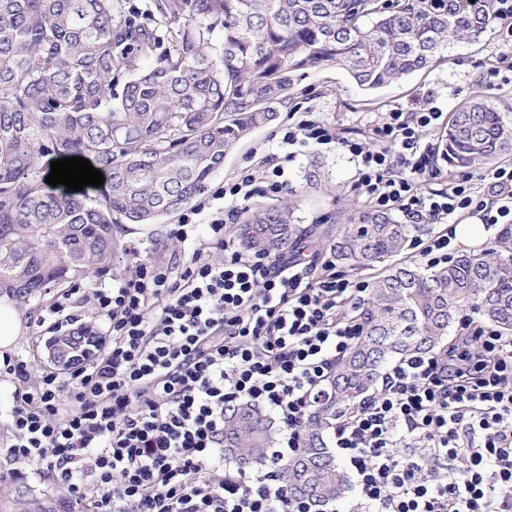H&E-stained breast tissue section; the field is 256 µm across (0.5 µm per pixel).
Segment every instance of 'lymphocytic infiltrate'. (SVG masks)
<instances>
[{
    "mask_svg": "<svg viewBox=\"0 0 512 512\" xmlns=\"http://www.w3.org/2000/svg\"><path fill=\"white\" fill-rule=\"evenodd\" d=\"M446 120L429 100L378 114L353 136L306 112L292 118L261 174L225 180L169 231L190 251L181 272L140 255L94 290L108 342L63 375L6 360L16 384L7 456L51 476L80 512H317L277 472L303 447L315 398L359 334L342 310L362 304L369 283L338 272L327 250L244 251L231 232L237 206L287 191L286 162L331 144L354 163V190L373 210L429 227L512 224V166L480 185L445 179L435 134ZM201 222L209 239L195 235ZM411 247L430 268L457 253L449 232L417 234ZM241 403L282 427L257 467L224 459V415ZM330 444L353 474L356 512H512V336L463 318L446 354L393 363L337 419Z\"/></svg>",
    "mask_w": 512,
    "mask_h": 512,
    "instance_id": "lymphocytic-infiltrate-1",
    "label": "lymphocytic infiltrate"
}]
</instances>
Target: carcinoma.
Instances as JSON below:
<instances>
[{"mask_svg":"<svg viewBox=\"0 0 512 512\" xmlns=\"http://www.w3.org/2000/svg\"><path fill=\"white\" fill-rule=\"evenodd\" d=\"M175 24L168 45L117 0H0V294L25 303L112 269L114 225L157 224L189 204L244 137L278 117L298 79L335 65L370 95L477 43L494 0H154ZM153 60L145 68L137 60ZM448 165L475 170L512 153V113L480 93L442 133ZM80 157L102 172L94 196L49 187L51 161ZM413 225L351 210L323 242L352 270L407 246ZM245 248L278 254L313 236L286 204L246 216ZM512 334V225L438 268L395 265L374 281L354 345L336 360L306 425L304 447L278 472L288 490L327 506L348 491L326 432L376 387L385 365L445 353L460 312ZM66 338L68 355L84 347ZM272 422L240 404L224 420V454L264 461ZM0 512H52L14 491Z\"/></svg>","mask_w":512,"mask_h":512,"instance_id":"obj_1","label":"carcinoma"}]
</instances>
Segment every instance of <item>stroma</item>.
Returning <instances> with one entry per match:
<instances>
[{"label":"stroma","instance_id":"stroma-1","mask_svg":"<svg viewBox=\"0 0 512 512\" xmlns=\"http://www.w3.org/2000/svg\"><path fill=\"white\" fill-rule=\"evenodd\" d=\"M496 32H489L480 42L454 48L448 59L432 70L419 72L381 89L374 101L366 99L350 84L345 72L335 66L308 71L298 82L288 106L280 108L277 119L256 129L242 139L224 159V165L208 181L207 190H214L243 168L260 169L265 150L273 134L288 122V113L300 109L314 113L336 124L356 129L361 120L388 111L397 106L410 107L427 92H435L437 104L443 112H453L466 101L474 90H481L497 109L512 112V82L483 83V71L496 66L506 54ZM288 199L294 205V221L301 227H315L316 239L326 237L337 222L343 221L349 209L361 207L352 188L356 168L347 155L334 146H320L297 156L287 164ZM171 216L150 227L129 228L118 224L114 232L121 240L122 250L107 274L82 282L79 293H71L69 285L54 288L41 298L23 303L24 331L15 345V354L32 360L33 375L47 369L45 341L49 336L46 326L52 310L63 295H71L72 314L81 321L90 322L94 314L86 297L93 289L110 287L113 279L126 275L132 267L130 251L139 249L161 264L182 265L185 256L176 241L167 233L177 224ZM0 486L8 490H24L43 501L52 502L56 512H67L68 505L60 492L53 488L50 478L35 474L23 462L10 461L0 456Z\"/></svg>","mask_w":512,"mask_h":512}]
</instances>
